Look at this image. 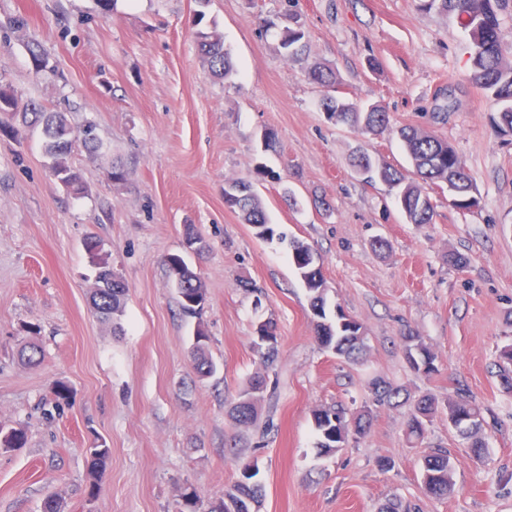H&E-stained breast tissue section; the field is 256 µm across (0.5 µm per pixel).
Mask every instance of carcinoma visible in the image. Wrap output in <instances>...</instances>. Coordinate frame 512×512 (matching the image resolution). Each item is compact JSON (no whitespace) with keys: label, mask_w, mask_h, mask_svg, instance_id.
<instances>
[{"label":"carcinoma","mask_w":512,"mask_h":512,"mask_svg":"<svg viewBox=\"0 0 512 512\" xmlns=\"http://www.w3.org/2000/svg\"><path fill=\"white\" fill-rule=\"evenodd\" d=\"M512 6V0H420L425 10L437 8L453 16L468 39V54L471 61L470 78L488 98L499 108L498 127L512 130V65L503 52L500 15ZM198 48L209 73L217 78L227 79L234 73L229 52L224 49V38L220 31H198ZM281 47L288 60L298 61L306 53L305 31L300 17L288 14V25L280 32ZM29 60L35 73L57 74L51 63L50 54L38 42L26 45ZM306 77L323 88L319 102L327 118L337 124L348 125L363 134L379 135L386 131L395 133L402 143L417 175L429 182L448 189V194L456 199L455 209L469 210L478 204L477 189L474 186L465 163L448 142L434 132L411 124L395 126L391 123L389 112L378 104L360 106L337 95L336 71L334 68L314 64L305 71ZM16 120L23 126L39 125L44 136V152L49 159V167L56 181L67 191L79 194L83 189L82 176L69 162L75 142H80L86 156L94 159L100 150V141L93 124L87 123L75 129L64 112H49L35 101L20 104L14 90L0 85V129L11 132L16 128L10 121ZM356 172L368 183L382 182L395 190V203L406 215L411 224H430L434 208L428 195L420 185L406 182L392 166L381 163L362 151L353 158ZM224 205L237 212L242 223L258 225L263 230L265 240L274 239L288 242V256L294 269L306 288L310 309L314 312L315 339L323 348L336 356L355 359L366 351L363 325L345 314L341 306L328 304V289L320 270H314L309 257L316 249L309 243L283 236H275L269 222L262 199L253 190V185L239 179H228L224 183ZM169 272L174 279L178 302L183 313L196 316L202 307L198 301H206V290L201 278L189 266L185 259L174 254L166 259ZM95 288L91 298L93 308L99 318L113 326L120 325L124 314L128 288L123 280L107 287H101L106 277L104 269L108 263H95ZM404 340H414L417 361L409 364L417 375L429 377L438 371L435 365L436 355L417 337L410 333L403 335ZM259 363L266 368L278 355V344L252 342ZM191 355L200 379H206L215 372V364L208 351V336L197 331L191 348ZM499 377L507 390H512V344L503 346L499 351ZM375 402L379 405L390 404L399 395V391L383 380L372 383ZM267 389L264 373L257 372L249 382L239 390L237 402L231 410V419L237 428H248L255 424L258 417V402ZM448 412L466 418L461 436L467 441L471 455L481 460L486 453V440L483 431L484 417L482 409L467 396L458 395L445 403ZM439 410V402L429 394L419 397L406 422L405 433L408 440L418 443L425 438L426 422ZM317 436L316 448L320 455H332L340 451L349 437H361L369 425L370 411L348 415L343 409L333 406L313 410ZM93 470L89 483V497L97 494L96 476L106 465L110 449L96 446L89 449ZM252 473L243 480H237L224 490L218 503L208 512H257L265 493L258 482V462L251 463ZM453 464L448 451L438 449L424 457L423 492L431 498H442L452 490Z\"/></svg>","instance_id":"carcinoma-1"}]
</instances>
